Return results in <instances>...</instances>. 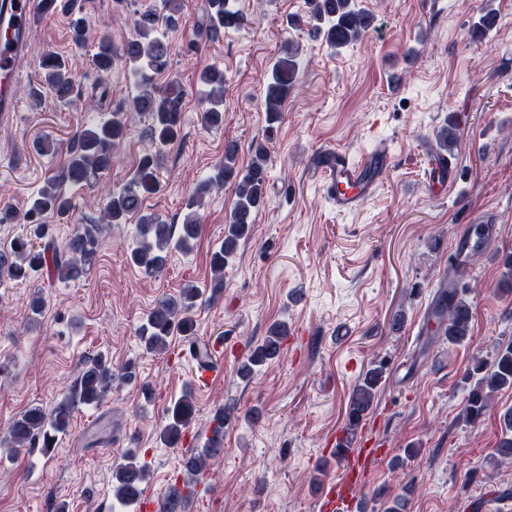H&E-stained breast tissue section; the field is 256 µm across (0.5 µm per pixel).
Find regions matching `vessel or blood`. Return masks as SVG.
<instances>
[{
	"instance_id": "b4317fda",
	"label": "vessel or blood",
	"mask_w": 512,
	"mask_h": 512,
	"mask_svg": "<svg viewBox=\"0 0 512 512\" xmlns=\"http://www.w3.org/2000/svg\"><path fill=\"white\" fill-rule=\"evenodd\" d=\"M44 9L43 0H0L1 118L9 117L17 109L11 84L25 63L34 22ZM391 167V155L384 148L371 151L357 164L350 162L341 151L325 156L320 164L326 193L342 211L360 208ZM376 455L373 448L350 449L345 474L322 491L319 501L321 512H354L357 502L353 488L363 481Z\"/></svg>"
}]
</instances>
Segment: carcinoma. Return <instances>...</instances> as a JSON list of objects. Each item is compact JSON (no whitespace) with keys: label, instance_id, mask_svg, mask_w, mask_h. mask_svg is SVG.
<instances>
[{"label":"carcinoma","instance_id":"cac0c4a2","mask_svg":"<svg viewBox=\"0 0 512 512\" xmlns=\"http://www.w3.org/2000/svg\"><path fill=\"white\" fill-rule=\"evenodd\" d=\"M58 7V0H47ZM205 31L216 37L226 29L240 30L247 18L234 8L233 0H206ZM307 20L291 22L293 26L305 25L307 35L323 39L333 49L344 48L362 40L369 32L372 15L358 4V0H307ZM70 13L71 40L83 46L94 37L97 52L93 62L103 75L111 73L115 60L123 59L130 65L136 81L137 93L130 106L146 117L149 125L146 134L154 149L139 157L131 177L120 187L110 188L97 220L77 225L63 246L56 245L51 225L45 218L62 216L73 208L72 198L64 186H94L101 176L112 168L114 151L122 142L126 124L124 113L114 112L112 118L84 128L74 135L66 150V159L60 171L48 178L33 198L25 222L34 227V237L18 236L9 252L0 253V280H27L46 274L60 281L77 280L87 274L95 263L101 235L111 224L133 221L137 228L136 245L130 252V262L147 276L163 272L171 248L182 251L193 249L201 224L198 209L213 190L233 185L235 202L224 225V242L210 256L212 278L210 297L218 298L224 291V268L235 257L239 245L251 236L254 214L263 207L268 182V153L264 143L252 149L249 165L241 169L237 164L238 146L224 144V160L217 172L198 182L186 203L187 213L182 223L170 224L155 213L144 211L147 196L161 189L159 170L163 148L177 140L181 134V111L184 93L179 85L169 83L160 87L153 75L167 68L171 50L169 34L180 29L184 0H162V12H145L133 20L134 34L120 51L112 48V36L107 32L92 33L89 21L78 8L77 0H67L61 5ZM43 80L57 100H71L74 81L68 63L55 53L42 57ZM296 78V49L290 42L283 47V57L273 65L271 77L264 90V107L268 127L282 121L283 105L292 91ZM205 91L201 94L204 104L202 121L219 127L224 123V73L206 68L199 74ZM440 147L447 151L456 148L457 124L448 123L438 136ZM202 293L192 286L183 288L177 297L159 300L148 312L139 336L146 350L162 352L167 349L170 337L194 335L192 311ZM433 315L439 320L437 332L450 343H459L470 333L472 310L470 304L459 296L455 288L445 289L444 295L435 299ZM288 335L284 322L271 324L265 336L238 368L242 379H249L256 369L281 355L282 343ZM384 368L377 365L369 369L361 382L355 385L348 398L346 438L338 447H349V437L354 434L363 415L370 410L376 398ZM467 378L475 379L466 397L462 417L469 423L478 421L489 408L493 393L512 387V342L500 350L492 362L475 358L468 369ZM115 374L107 361L99 357L85 363L74 389L50 410L32 407L9 423L0 442L10 448H26L34 441L40 447L51 448L58 434L69 428L72 413L78 405H97L112 386ZM195 414L192 389L167 408V421L161 430V440L170 446L178 444L189 428ZM233 410L223 408L211 420V436L202 452L182 461L184 484L191 485L206 468L207 458L218 451L224 442V427L232 423ZM504 431L496 451L512 459V412L503 415ZM146 468L140 464L137 452L130 451L112 469V492L124 507L137 503L141 484L147 479Z\"/></svg>","mask_w":512,"mask_h":512}]
</instances>
